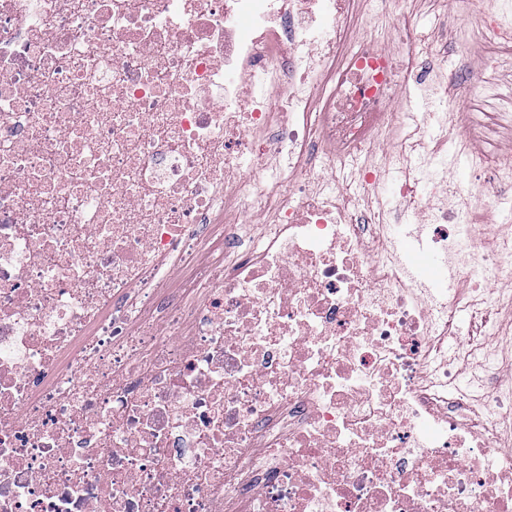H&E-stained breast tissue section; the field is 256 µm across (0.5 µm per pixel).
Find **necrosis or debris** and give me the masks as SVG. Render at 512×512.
Returning a JSON list of instances; mask_svg holds the SVG:
<instances>
[{"label":"necrosis or debris","mask_w":512,"mask_h":512,"mask_svg":"<svg viewBox=\"0 0 512 512\" xmlns=\"http://www.w3.org/2000/svg\"><path fill=\"white\" fill-rule=\"evenodd\" d=\"M359 2L0 0V512H512V231L472 227L447 150L512 199V107L426 87L424 29L383 45ZM478 38L512 62V0ZM386 130V168L323 187ZM463 310L488 419L444 383ZM500 323L499 336H495L493 346L498 351V363L508 371L512 363V307L504 309L498 316Z\"/></svg>","instance_id":"obj_1"}]
</instances>
